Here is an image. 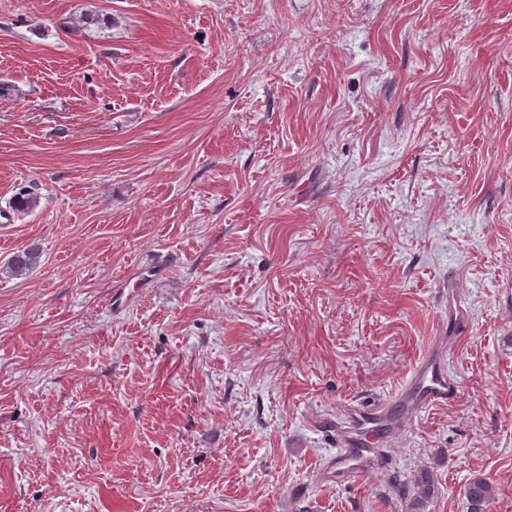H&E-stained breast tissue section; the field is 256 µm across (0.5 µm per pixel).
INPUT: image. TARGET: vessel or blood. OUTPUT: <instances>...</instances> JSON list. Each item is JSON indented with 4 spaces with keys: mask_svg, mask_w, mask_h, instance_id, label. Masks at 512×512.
<instances>
[{
    "mask_svg": "<svg viewBox=\"0 0 512 512\" xmlns=\"http://www.w3.org/2000/svg\"><path fill=\"white\" fill-rule=\"evenodd\" d=\"M457 392L440 343H432L395 393L368 405H355L345 424L337 425L338 454L333 465L337 479H355L373 469L371 453L391 435L397 416L448 403Z\"/></svg>",
    "mask_w": 512,
    "mask_h": 512,
    "instance_id": "b4317fda",
    "label": "vessel or blood"
}]
</instances>
